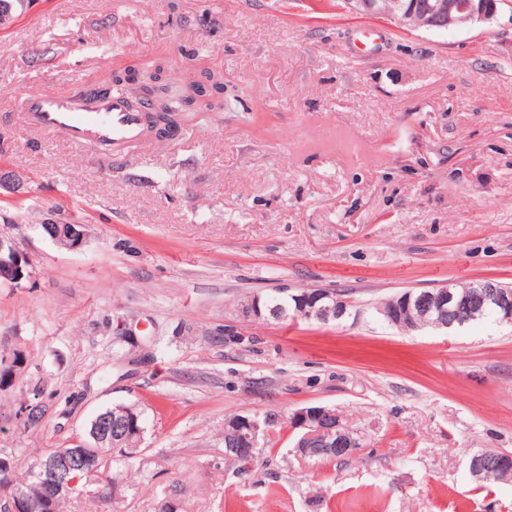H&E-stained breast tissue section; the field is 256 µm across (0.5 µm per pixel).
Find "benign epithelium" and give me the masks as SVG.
<instances>
[{"instance_id":"obj_1","label":"benign epithelium","mask_w":512,"mask_h":512,"mask_svg":"<svg viewBox=\"0 0 512 512\" xmlns=\"http://www.w3.org/2000/svg\"><path fill=\"white\" fill-rule=\"evenodd\" d=\"M497 5L494 0H414L410 5L402 4L398 9V20L410 28L441 29L461 26L474 22H486L495 16ZM130 101L138 105L148 101L152 110L146 115L153 117L155 125L162 124L161 112L153 94L140 82L128 88ZM43 235L54 243L77 249L87 239V226L62 217H52L41 224ZM32 262L27 253L21 251L14 238L0 232V285L19 286L31 278ZM353 301L327 288H318L313 293L300 297L299 307L307 317L329 323L345 319ZM418 309L425 315H436L434 327L448 329L456 324L482 318L493 312L500 323L512 324V285L492 279L475 290L460 294L452 285H444L431 291L416 294L408 291L400 298V306L390 308L380 305L378 314L389 323ZM290 429L300 437L297 448H307V439L323 435L332 440L338 448L352 454L357 448L348 430L341 424L338 414L325 406L301 408L289 417ZM263 433L260 421L251 419L246 425L232 431L227 440L231 454L240 448H256ZM112 442V415L101 414L94 421L89 432V441L78 448H69L56 453L42 463L32 484L22 479L14 470L10 455L0 453V503L11 512H31L35 507L30 489L43 499L67 498L77 490V484L70 474L77 470L93 472L99 467L101 445Z\"/></svg>"}]
</instances>
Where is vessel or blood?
Masks as SVG:
<instances>
[{
    "instance_id": "1",
    "label": "vessel or blood",
    "mask_w": 512,
    "mask_h": 512,
    "mask_svg": "<svg viewBox=\"0 0 512 512\" xmlns=\"http://www.w3.org/2000/svg\"><path fill=\"white\" fill-rule=\"evenodd\" d=\"M12 110L31 132L63 134L79 150L103 149L100 163L104 166L124 157L127 148L145 142L142 109L130 106L123 96L103 97L92 88L79 101L55 91H26L15 98Z\"/></svg>"
}]
</instances>
